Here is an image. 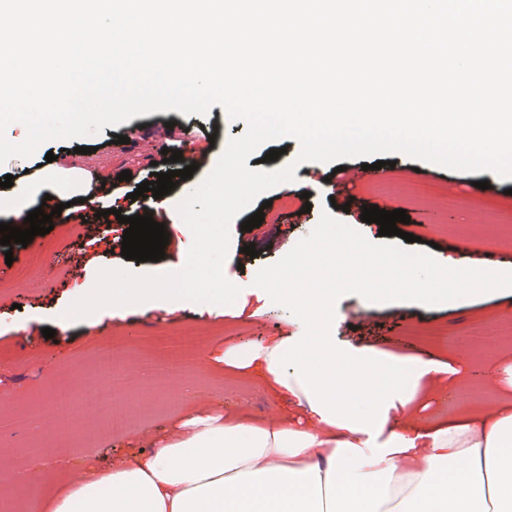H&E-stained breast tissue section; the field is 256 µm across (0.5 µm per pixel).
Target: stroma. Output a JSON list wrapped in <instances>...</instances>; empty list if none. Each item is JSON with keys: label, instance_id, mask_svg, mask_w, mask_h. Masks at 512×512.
<instances>
[{"label": "stroma", "instance_id": "obj_1", "mask_svg": "<svg viewBox=\"0 0 512 512\" xmlns=\"http://www.w3.org/2000/svg\"><path fill=\"white\" fill-rule=\"evenodd\" d=\"M168 120L193 127V149L201 175L215 167L228 140L241 136L247 124L229 119L224 110L190 116L171 110ZM153 114L138 115L117 126L83 140L53 139L42 144L28 158L14 157L0 165V179L13 175L15 181L28 180L44 163L47 152L65 157L67 165L120 174L130 171L131 180L121 187L134 189L153 181L155 172L166 171L159 147L168 138L152 125ZM138 129L142 141L129 149L115 138ZM86 145L90 154L77 153ZM389 169L386 189L364 181L354 193L357 205L345 216L346 224L360 230L371 242H379L377 224L360 219L362 205H389L406 210L410 217L405 229L416 235L411 250L433 253L436 259L453 260L468 254L471 265H480L486 256H495L496 268L512 272V247L498 242L495 215L512 212V179H502L484 171L470 173L399 154ZM423 170V177L412 176V169ZM472 182V190L456 209H445L451 187L459 181ZM489 188H480V181ZM268 205L258 228L246 231L241 224L254 215L247 208L234 219L231 246L223 272L241 291L234 304H196L148 301L119 307L114 317L89 316L71 322L67 331L56 328L69 306L87 294L100 269H127L138 274H160L180 270L185 260L182 246L186 237L164 209L152 218L162 223L169 235L165 257L157 262H137L121 254L124 228L94 221L74 226L58 224L45 235L35 236L27 245H0V435L7 444L0 446V469L25 473H49L52 462L68 445L67 429L81 424L84 455L107 465L120 457L149 450L155 440L173 437L191 409L207 410L222 406L225 413L249 412L257 421L270 422L287 416L286 397L254 387L249 371L235 372L234 382H226L223 366L197 364L192 377L174 375L164 382L144 381L127 395L123 406L132 421L125 433H109V417L101 412L93 387L98 381L94 363L97 347L122 336L134 341L142 336H178L185 350L194 354L223 355L225 347L248 346L255 341L292 333L297 317L288 308L274 303L253 284L259 269L284 257L316 226L322 211L331 209L329 197L314 194L300 199L289 185H277L263 195ZM310 211H303L304 202ZM254 244L257 257H249L244 245ZM512 319V288H500L434 306L418 307L412 302L372 303L361 296H341L335 304L331 334L339 349L370 346L398 358L432 360L449 350L447 337L464 334L478 324ZM55 331L44 338L43 328ZM443 335L440 343L421 340L423 332ZM455 374L443 375L437 390L418 410L421 420H435L452 413L453 402L462 401L457 377L477 386L485 401L512 396L505 379L489 384L484 380L488 349L479 342L459 346ZM75 401L73 408L59 409L55 418L41 426L20 428L19 422L31 406L54 404L60 397ZM43 448L38 458L28 457L26 447Z\"/></svg>", "mask_w": 512, "mask_h": 512}]
</instances>
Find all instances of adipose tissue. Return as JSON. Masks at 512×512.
Instances as JSON below:
<instances>
[{"instance_id":"adipose-tissue-1","label":"adipose tissue","mask_w":512,"mask_h":512,"mask_svg":"<svg viewBox=\"0 0 512 512\" xmlns=\"http://www.w3.org/2000/svg\"><path fill=\"white\" fill-rule=\"evenodd\" d=\"M43 169L0 204L21 217L37 197L102 201L104 175ZM330 296L304 307L292 334L225 349L223 362L252 370L287 394L297 421L264 424L241 413L190 414L179 434L103 466L76 449L54 469L79 477L46 500L48 512H512V402L467 407L448 422H420L415 401L445 373L414 360L406 386L371 380L395 361L371 348L340 353L323 334Z\"/></svg>"}]
</instances>
